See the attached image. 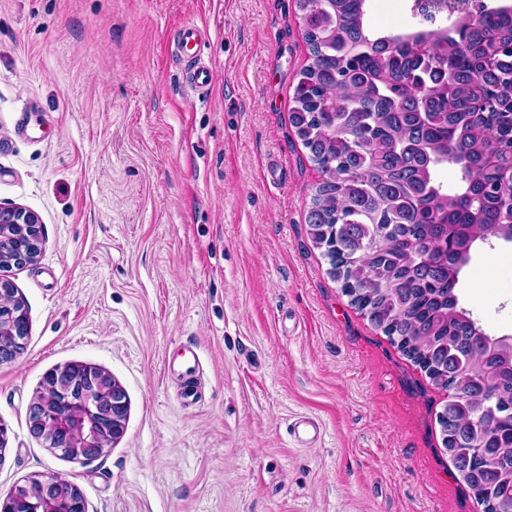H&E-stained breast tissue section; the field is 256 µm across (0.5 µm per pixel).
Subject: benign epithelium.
I'll return each instance as SVG.
<instances>
[{"mask_svg": "<svg viewBox=\"0 0 512 512\" xmlns=\"http://www.w3.org/2000/svg\"><path fill=\"white\" fill-rule=\"evenodd\" d=\"M42 243L39 217L21 206L0 207V363L16 360L24 351L30 321L15 306L16 289L5 272L36 258ZM128 399L123 386L96 368L84 378L70 366L53 369L29 406V430L51 448H67L85 461L100 456L125 432ZM80 496L76 485L39 476L32 485H17L6 498L23 501L27 512H69Z\"/></svg>", "mask_w": 512, "mask_h": 512, "instance_id": "obj_1", "label": "benign epithelium"}]
</instances>
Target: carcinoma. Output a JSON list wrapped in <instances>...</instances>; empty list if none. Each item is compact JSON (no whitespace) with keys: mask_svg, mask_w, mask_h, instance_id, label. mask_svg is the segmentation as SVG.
<instances>
[{"mask_svg":"<svg viewBox=\"0 0 512 512\" xmlns=\"http://www.w3.org/2000/svg\"><path fill=\"white\" fill-rule=\"evenodd\" d=\"M310 63L289 120L320 173L308 234L351 304L448 392L442 444L484 512H512V336L460 304L512 243V7L383 34L368 0H296ZM451 168L455 179H441Z\"/></svg>","mask_w":512,"mask_h":512,"instance_id":"1","label":"carcinoma"}]
</instances>
